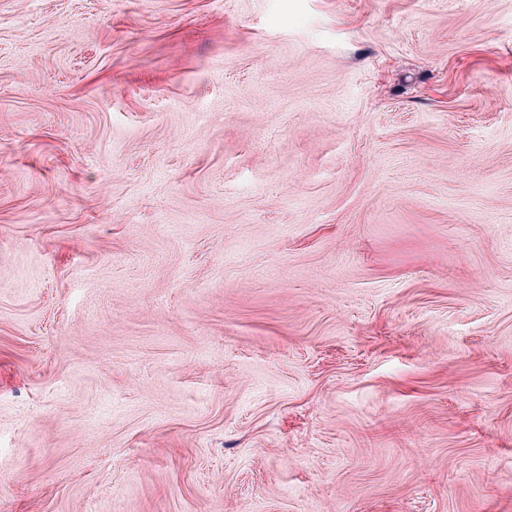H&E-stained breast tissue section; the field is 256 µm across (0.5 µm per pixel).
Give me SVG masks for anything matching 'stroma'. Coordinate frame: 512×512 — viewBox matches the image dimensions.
<instances>
[{
    "label": "stroma",
    "instance_id": "obj_1",
    "mask_svg": "<svg viewBox=\"0 0 512 512\" xmlns=\"http://www.w3.org/2000/svg\"><path fill=\"white\" fill-rule=\"evenodd\" d=\"M0 512H512V0H0Z\"/></svg>",
    "mask_w": 512,
    "mask_h": 512
}]
</instances>
